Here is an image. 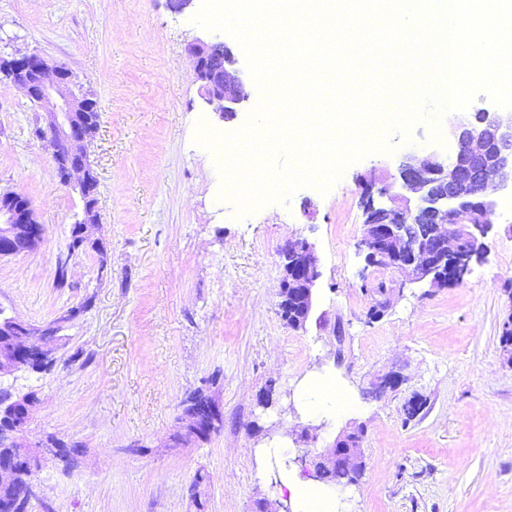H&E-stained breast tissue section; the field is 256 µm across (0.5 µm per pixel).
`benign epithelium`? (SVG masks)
<instances>
[{"instance_id": "obj_1", "label": "benign epithelium", "mask_w": 512, "mask_h": 512, "mask_svg": "<svg viewBox=\"0 0 512 512\" xmlns=\"http://www.w3.org/2000/svg\"><path fill=\"white\" fill-rule=\"evenodd\" d=\"M194 71L201 83L205 100L216 105L226 120L234 119L247 100L244 83L228 71L237 64L234 52L222 41L196 38L189 46ZM0 75L20 89L38 107L44 109L45 130L50 133L57 175L64 185H75L83 199L82 235L92 240V230L99 216H90L97 200L86 195L95 181L87 162L85 141L90 136L88 124L97 120L93 100L75 93L72 75L50 65L41 55L0 56ZM447 157L431 150L420 160L410 154L397 167L402 186L414 203L402 208L382 202L389 187L366 189L363 196V238L370 261L404 271L413 283L442 287L460 281L473 258L484 250L476 228L487 231L496 212V202L484 197L488 184L512 192V109L498 106L468 115H453ZM418 224L433 225V234L421 238L409 230ZM44 227L34 218L31 202L14 192H0V257L16 256L37 248L44 238ZM286 278L282 280L279 303L281 317L299 329L305 326L313 309V290L319 277L317 257L305 239L288 242L281 250ZM392 289L383 288L370 308L379 318L391 303ZM77 316L70 309L53 320L32 324L12 315L0 306V333L11 337L14 352L31 361H57L65 339L64 326ZM186 425L172 438L173 447L184 445L185 437H208L221 431L224 415L216 401L205 394L187 400ZM34 404L24 402V415L17 425L14 443L25 449L33 474L50 458L66 461L65 449L51 439L30 443L24 432L31 420ZM363 429L357 427L337 437L333 444L316 456V478L328 471H360L365 464ZM13 484L19 499L29 503L39 499V484L31 476L18 480L12 463L0 462V485Z\"/></svg>"}]
</instances>
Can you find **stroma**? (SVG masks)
Listing matches in <instances>:
<instances>
[{"label": "stroma", "mask_w": 512, "mask_h": 512, "mask_svg": "<svg viewBox=\"0 0 512 512\" xmlns=\"http://www.w3.org/2000/svg\"><path fill=\"white\" fill-rule=\"evenodd\" d=\"M197 12L167 0H0V53L66 67L100 113L86 150L104 250L73 258L62 284L56 261L82 201L57 176L40 109L0 79V189L26 197L45 228L33 252L0 258V305L35 324L82 309L50 371L0 379L40 391L28 440L79 446L70 469L43 466L44 499L30 512H255L263 500L283 512L284 480L303 476L301 431L318 452L359 424L365 467L342 512H512V363L500 344L512 315V198L489 191L486 252L443 288L369 264L360 245L363 185L402 195L397 163L428 145L427 124L391 133L390 152L348 166L328 194L302 187L241 213L195 132L202 122L239 129L259 91L241 61L248 98L236 119L206 103L188 47L229 36L195 24ZM296 238L314 246L319 272L302 330L278 312L279 252ZM381 283L396 294L372 321ZM391 373L396 385L372 394ZM321 376L344 384L351 411L307 407L303 383ZM201 388L220 403L223 431L171 447L185 398ZM416 399L423 408L407 418Z\"/></svg>", "instance_id": "obj_1"}]
</instances>
